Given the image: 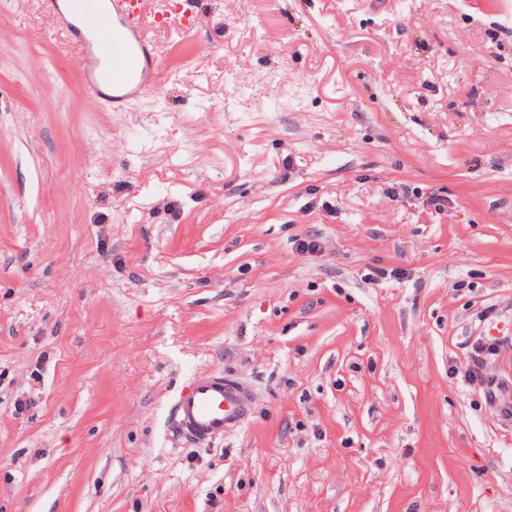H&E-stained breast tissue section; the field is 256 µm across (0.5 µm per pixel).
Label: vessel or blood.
Masks as SVG:
<instances>
[{"instance_id": "1", "label": "vessel or blood", "mask_w": 512, "mask_h": 512, "mask_svg": "<svg viewBox=\"0 0 512 512\" xmlns=\"http://www.w3.org/2000/svg\"><path fill=\"white\" fill-rule=\"evenodd\" d=\"M61 11L59 0H45L61 26L78 20L91 40L80 43L86 84L96 100L112 111L150 92L160 79L153 43L138 15L143 0H68ZM251 411L250 393L243 385L220 374L198 377L173 405L176 432L203 443L238 426Z\"/></svg>"}]
</instances>
